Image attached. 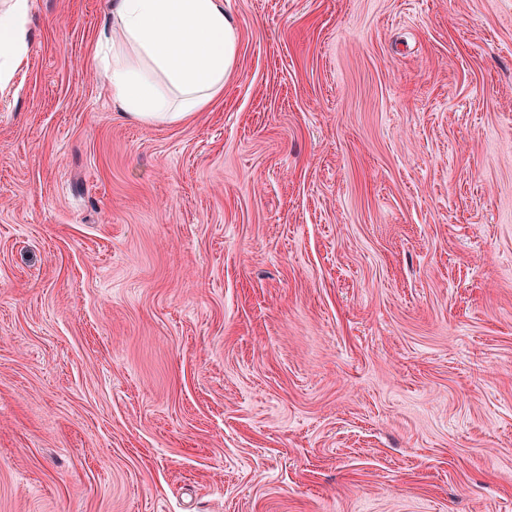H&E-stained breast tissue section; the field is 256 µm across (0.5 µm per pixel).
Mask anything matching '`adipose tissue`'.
<instances>
[{
    "mask_svg": "<svg viewBox=\"0 0 512 512\" xmlns=\"http://www.w3.org/2000/svg\"><path fill=\"white\" fill-rule=\"evenodd\" d=\"M25 0L0 11V85L26 60ZM100 45L113 99L134 121H180L202 111L236 69L239 28L223 0H109Z\"/></svg>",
    "mask_w": 512,
    "mask_h": 512,
    "instance_id": "ef3b65f1",
    "label": "adipose tissue"
}]
</instances>
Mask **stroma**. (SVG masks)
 Wrapping results in <instances>:
<instances>
[{"label": "stroma", "mask_w": 512, "mask_h": 512, "mask_svg": "<svg viewBox=\"0 0 512 512\" xmlns=\"http://www.w3.org/2000/svg\"><path fill=\"white\" fill-rule=\"evenodd\" d=\"M106 3L0 88V512H512V0H224L151 124Z\"/></svg>", "instance_id": "35a3bbf8"}]
</instances>
